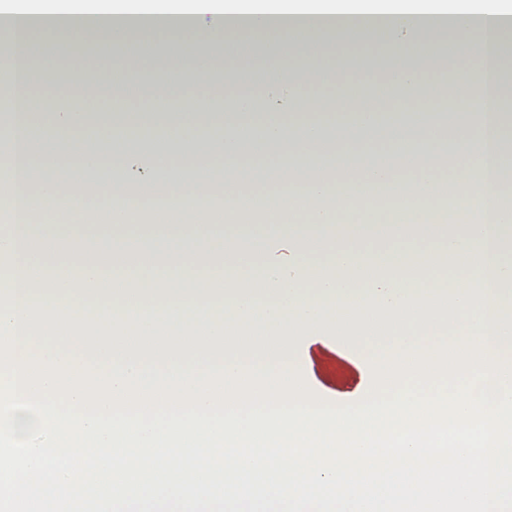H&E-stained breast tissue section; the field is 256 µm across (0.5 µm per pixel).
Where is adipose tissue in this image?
<instances>
[{"instance_id": "1", "label": "adipose tissue", "mask_w": 512, "mask_h": 512, "mask_svg": "<svg viewBox=\"0 0 512 512\" xmlns=\"http://www.w3.org/2000/svg\"><path fill=\"white\" fill-rule=\"evenodd\" d=\"M11 16L0 27V112L9 116L0 139V251L12 255L0 282V326H112L145 307L162 304L190 315L189 366L221 373L251 369L265 374L293 365L295 337H335L381 361L400 348L421 351L435 333L433 318L455 320L471 341L487 311L504 312L512 284V115L503 79L512 56L499 52L512 41V6L506 0H0ZM49 16L55 40L81 35L86 48H120L158 30L178 43L243 34L269 38L283 33L262 56L242 67L236 93L191 67L180 68L179 93L156 94L164 77L149 55L127 62L123 85L108 98L72 97L89 72L80 57L38 56L41 45L31 19ZM368 26L359 42L380 45L356 53L357 70L336 73L337 55H312L307 44L329 33L349 37L355 17ZM453 31L452 46L436 40ZM398 106L384 110L380 99ZM447 112L435 110L436 103ZM145 112L161 132L142 151L159 157L167 190L158 224H136L135 244L117 246V224H93L91 250L79 259L34 257L39 231L30 216L53 212L57 192L48 172L66 166L75 151L67 130L82 126V147L96 178L97 195L118 214L135 212L123 183L113 181L104 159L133 158L119 122L129 105ZM204 131L194 149L168 150L162 129L168 119ZM331 137H324L322 124ZM387 150L372 153L371 140ZM434 141L451 150L452 170L422 150ZM281 164H269L270 156ZM322 158L335 179L298 160ZM224 183V207L207 205L215 180ZM202 199L198 212L208 236L234 240L215 255L188 249L178 263L144 269V248L192 238L185 224L186 197ZM462 201L460 224L427 225L430 201ZM384 201L386 220L374 219L368 202ZM262 211L265 227L292 243L286 260L264 264L251 275L247 241L262 228L246 217ZM445 260L457 275L452 288H426L416 272L429 256ZM44 286H30L33 271Z\"/></svg>"}]
</instances>
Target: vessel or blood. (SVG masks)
Instances as JSON below:
<instances>
[{
  "instance_id": "b4317fda",
  "label": "vessel or blood",
  "mask_w": 512,
  "mask_h": 512,
  "mask_svg": "<svg viewBox=\"0 0 512 512\" xmlns=\"http://www.w3.org/2000/svg\"><path fill=\"white\" fill-rule=\"evenodd\" d=\"M299 359L306 385L320 398L333 403L359 394L360 360L356 353L337 345L334 339L302 349Z\"/></svg>"
}]
</instances>
